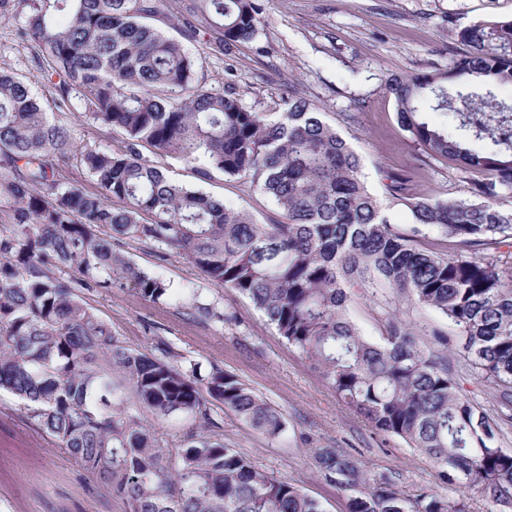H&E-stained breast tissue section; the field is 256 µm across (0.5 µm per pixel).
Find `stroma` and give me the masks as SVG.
<instances>
[{"instance_id": "stroma-1", "label": "stroma", "mask_w": 512, "mask_h": 512, "mask_svg": "<svg viewBox=\"0 0 512 512\" xmlns=\"http://www.w3.org/2000/svg\"><path fill=\"white\" fill-rule=\"evenodd\" d=\"M499 17H512V0H261L252 41L219 49L203 28L186 47L197 58L199 77L216 89L233 85L249 111L277 118L296 93L317 105L360 155L362 178L390 221L407 231L412 218L386 193L385 173L414 172V191L422 197L465 199L469 193L457 170L414 147L384 86L396 76L448 69L464 53L456 30ZM20 27L19 15L0 19V70L26 77L34 93L51 102L53 84L36 67V49L20 36ZM50 115L65 122L81 146L109 147L120 138L90 122L75 99ZM204 189L259 222L280 217L276 204L252 184L218 174ZM118 249L174 288L198 290L236 316V323L215 327L194 321L180 303L158 306L129 288L81 292L124 345L151 353L157 340H166L182 363L223 368L283 414L285 429L273 439L213 408L225 445L270 476L301 481L323 512H347V496L318 474L316 448L343 449L371 468L392 471L408 494L423 488L451 494L428 459L401 439L378 434L342 405L310 361L247 298L209 283L178 255L160 258L151 246L125 239ZM452 368L461 393L487 414L497 445L512 451V425L499 423L493 390L465 363ZM125 510L122 499L36 433L18 400L0 394V512Z\"/></svg>"}]
</instances>
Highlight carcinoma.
I'll return each mask as SVG.
<instances>
[{"instance_id":"cac0c4a2","label":"carcinoma","mask_w":512,"mask_h":512,"mask_svg":"<svg viewBox=\"0 0 512 512\" xmlns=\"http://www.w3.org/2000/svg\"><path fill=\"white\" fill-rule=\"evenodd\" d=\"M13 1L24 8L37 66L57 78L55 107L75 94L89 121L122 139L108 149L77 146L27 80L0 71V392L21 400L36 427L121 497L126 512H323L297 481L270 477L224 445L210 404L273 438L285 428L280 412L218 367L203 375L195 363L174 364L163 340L156 355L122 345L76 294L125 281L156 305L177 298L196 321H236L198 290L176 291L116 251L112 239L124 237L161 258L178 254L208 282L248 298L344 404L428 457L443 482L494 503L512 499V452L492 444L487 415L459 391L448 362L451 352L469 365L512 422V264L485 254L512 241V102L494 93L512 84V17L460 28L467 50L450 70L386 85L414 146L454 163L470 195L419 197L413 173H387V193L415 223L406 234L315 104L293 95L270 120L245 109L234 87L199 82L182 44L195 39L194 20L221 45L247 42L258 31V0H0V19ZM173 8L180 41L155 25ZM427 110L452 113L488 147L475 150L433 125ZM145 147L195 165L201 181L220 172L259 186L282 219L259 224L173 180ZM73 165L95 190L61 180ZM424 228L460 251L418 247ZM381 288L439 312L457 338L416 329ZM357 294L372 301L380 343L348 316ZM125 388L157 420L187 413L199 424L169 445L122 407ZM313 455L321 476L348 494L347 512H469L463 495L408 496L394 473L336 448Z\"/></svg>"}]
</instances>
